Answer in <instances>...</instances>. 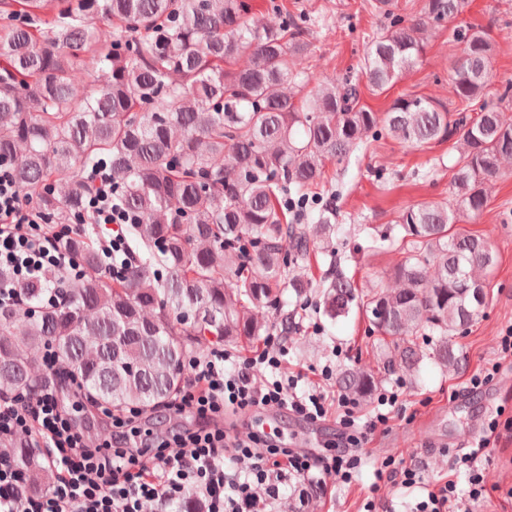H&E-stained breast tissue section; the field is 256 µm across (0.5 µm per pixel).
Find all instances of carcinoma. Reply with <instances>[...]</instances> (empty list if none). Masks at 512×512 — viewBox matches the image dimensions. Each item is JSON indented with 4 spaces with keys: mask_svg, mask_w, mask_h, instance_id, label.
Segmentation results:
<instances>
[{
    "mask_svg": "<svg viewBox=\"0 0 512 512\" xmlns=\"http://www.w3.org/2000/svg\"><path fill=\"white\" fill-rule=\"evenodd\" d=\"M468 6L423 0L420 16L408 18L390 0H369L385 20L364 41L372 90L416 66L422 28L442 27ZM316 24L286 13L281 25L261 27L247 0H0V160L13 165L49 228L72 226L54 241L81 268L73 279L51 270L36 280L0 269V289L19 299L0 307V391L33 392L45 382L50 351L93 404L155 410L177 396L188 358L208 349L207 337L247 343L268 335L261 308L275 315L276 331L295 333L284 293L308 302L302 270L320 253L330 257L325 316L364 308L401 372L426 356L460 369L450 338L481 316L482 272L497 257L483 238L452 227L483 214L487 184L512 159V122L487 105L471 115L417 95L371 111L349 78L320 83L293 72L292 57ZM454 34L462 50L450 88L469 107L487 86L490 38L467 27ZM83 66L109 69L110 81L77 94L71 73ZM382 137L410 148L450 143L458 151L453 203L405 207L398 233L369 236V251L402 259L392 269L398 287L364 293L330 244L336 194H323L324 167ZM93 167L111 172L120 204L136 217L121 280L105 273L91 239ZM421 336L435 337L430 351ZM374 385L370 371L336 378L357 399ZM11 451L33 489L51 484L53 470L24 443Z\"/></svg>",
    "mask_w": 512,
    "mask_h": 512,
    "instance_id": "cac0c4a2",
    "label": "carcinoma"
}]
</instances>
